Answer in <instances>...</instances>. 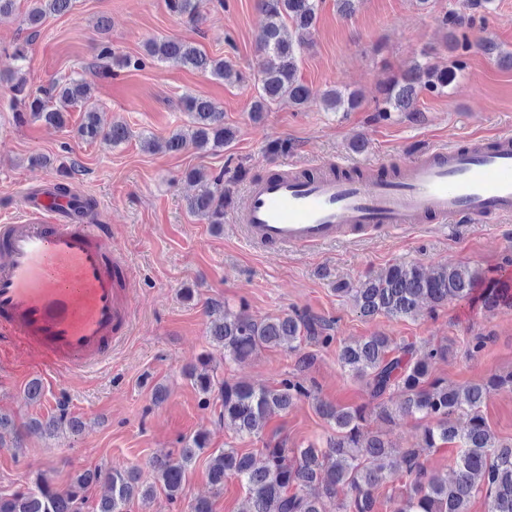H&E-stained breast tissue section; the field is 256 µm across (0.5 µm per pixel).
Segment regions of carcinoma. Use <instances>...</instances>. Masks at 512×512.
I'll use <instances>...</instances> for the list:
<instances>
[{
	"mask_svg": "<svg viewBox=\"0 0 512 512\" xmlns=\"http://www.w3.org/2000/svg\"><path fill=\"white\" fill-rule=\"evenodd\" d=\"M27 25L37 28L48 14L72 11L74 0H29ZM170 11L193 19L198 14L196 0H167ZM267 21L258 37L266 63L258 75V95L251 103L253 119L261 118L270 104L288 98L302 106L310 90L298 78V57L312 43L319 0H260ZM465 18L444 16L440 25L448 29L451 48L469 47L459 41L456 31ZM29 41L16 44L10 57L15 62L6 74L14 96L22 105L17 118L42 120L49 125H65L64 112L70 107L84 109L78 135L86 141L101 139L114 145L127 140L126 126L114 123L105 130L100 125L94 98L76 79L55 83L42 97L26 93L27 78L22 63L27 59ZM146 58L118 56L108 45L98 49L100 59L119 69H139L145 59L187 67L224 80L243 82L246 76L229 60L208 56L193 44L178 39L152 40L146 44ZM460 61L445 67L417 61L405 72L393 76L375 102L376 117L387 120L393 112L419 116L414 102L423 91L442 93L455 79ZM184 110L189 129L172 133L164 147L179 152L188 146L207 151L224 148L234 140V131L224 125V112L207 98L187 95ZM322 102L334 112H351L359 107L353 93L336 89L324 92ZM189 208L210 224L224 223V176L218 175L203 186ZM481 273L467 264H437L429 268L412 263L391 264L366 276L356 285H342L337 292L347 296L363 318L383 315L391 318L415 317L422 305L434 310L454 300L469 297ZM218 315L209 336L224 350V360L241 361L263 347H281L296 356V371L303 373L314 364L312 353L301 351L302 343L326 345L332 340V322L308 311H293L266 320H255L226 305L210 307ZM450 345L430 344L422 350L414 342H394L388 336H370L360 342L345 343L337 361L350 377L360 381L370 406L338 405L318 397L314 385L284 379L279 385L256 387L245 381L226 379L216 382L208 362L192 367L191 384L202 393H216L217 421L241 436L264 433L272 416L288 411L302 399L315 407L331 425L334 434L325 446L310 443L303 448L288 447V440L272 433L263 448L262 460L236 448H223L212 454L209 478L221 486L234 476L247 485L245 512H376V491L386 482L399 480L406 489L395 501L394 512H470L473 499L484 497L486 512H512V442L493 432L483 414L490 394L502 387L512 389V372L494 375L481 382L450 384L432 375L434 360L448 354ZM391 423L400 416L420 422L418 441L410 448H395L383 436L368 428L369 417ZM77 427L68 409L60 407L44 423L33 420L27 428L50 433ZM208 445V436L195 434L182 448L157 464L158 482L167 495L181 491L189 464ZM439 448H455L453 477L441 478L429 472L426 455ZM103 480L111 496L97 512H124L136 496L151 498L156 487H139L137 472L117 466L99 467L80 474L67 494L54 490L39 477L34 486L0 497V512H78L79 491Z\"/></svg>",
	"mask_w": 512,
	"mask_h": 512,
	"instance_id": "obj_1",
	"label": "carcinoma"
}]
</instances>
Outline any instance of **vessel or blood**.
<instances>
[{
    "mask_svg": "<svg viewBox=\"0 0 512 512\" xmlns=\"http://www.w3.org/2000/svg\"><path fill=\"white\" fill-rule=\"evenodd\" d=\"M512 218V134L476 133L403 162L389 178L312 177L279 171L247 190L236 221L253 247L314 250L356 233L394 234L422 224ZM128 257L112 228L80 216L50 182L30 188L21 215L0 224V362L66 381L95 372L136 324Z\"/></svg>",
    "mask_w": 512,
    "mask_h": 512,
    "instance_id": "vessel-or-blood-1",
    "label": "vessel or blood"
}]
</instances>
